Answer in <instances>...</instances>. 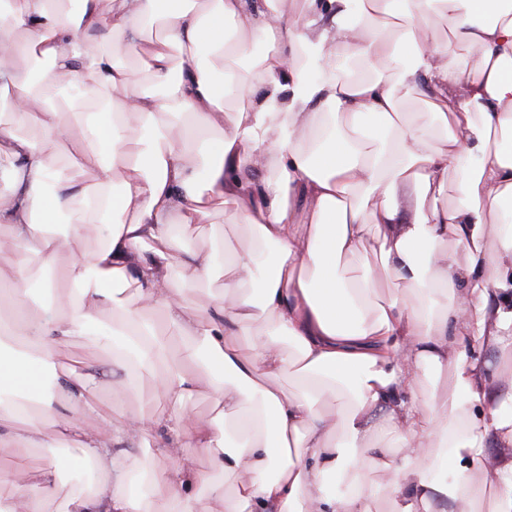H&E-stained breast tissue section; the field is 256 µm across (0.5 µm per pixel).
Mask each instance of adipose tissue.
<instances>
[{
    "label": "adipose tissue",
    "instance_id": "adipose-tissue-1",
    "mask_svg": "<svg viewBox=\"0 0 512 512\" xmlns=\"http://www.w3.org/2000/svg\"><path fill=\"white\" fill-rule=\"evenodd\" d=\"M60 2L0 0V335L51 366L94 322L114 367L151 370L167 355L158 311L191 336L196 368L164 377L169 409L117 416L89 375L46 392L0 355V446L12 456L0 512H40L43 497L61 512H202L206 499L224 512H372L369 466L394 475L395 512H512V0H300L294 22L278 0ZM155 25L146 91L118 44ZM458 44L476 49V68L452 64ZM401 58L390 81L343 74ZM62 82L92 95L56 107ZM398 86L427 111L402 112ZM229 95L247 106L225 112ZM47 142L63 145V165ZM222 214L250 238L189 248ZM37 270L54 296L34 312ZM181 273L223 279L224 293L189 309ZM382 280L414 303L373 301ZM291 362L306 379L297 393L273 383ZM425 365L447 371L444 403L417 394ZM203 389L214 413L180 410ZM339 391L346 405L322 412ZM48 421L68 452L37 465ZM160 430L163 448L126 453ZM188 442L201 456L181 454ZM491 445L501 453L489 461ZM64 467L91 489L60 484ZM132 473L142 495L122 489ZM334 476L343 493L329 490Z\"/></svg>",
    "mask_w": 512,
    "mask_h": 512
}]
</instances>
